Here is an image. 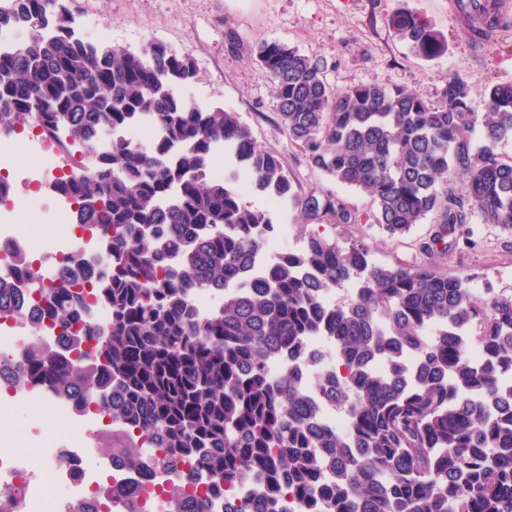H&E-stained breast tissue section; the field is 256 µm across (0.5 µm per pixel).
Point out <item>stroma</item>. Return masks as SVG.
<instances>
[{"label":"stroma","instance_id":"stroma-1","mask_svg":"<svg viewBox=\"0 0 512 512\" xmlns=\"http://www.w3.org/2000/svg\"><path fill=\"white\" fill-rule=\"evenodd\" d=\"M81 35L118 51L166 45L191 60L195 78L181 86L185 98L202 107L236 113L255 143L278 155L300 195L332 193L356 214L354 224L297 221L281 212L278 223L291 227L288 250H298L314 233L341 244H363L370 258L388 267L434 262L439 270L466 280L483 298L512 293V233L472 214L458 227L447 254L428 255L424 247L438 228L429 215L400 236L375 224L370 196L337 183L308 163L304 150L290 143L274 107L268 72L256 61L262 41H280L319 61L336 89L365 83L403 87L437 103L451 73L466 81L473 106L483 111L488 89L512 83V29L499 32L473 51L469 30L448 10V0H65ZM405 10L427 20L443 43L434 57L416 54L389 25ZM20 222L39 230L40 254L52 253L62 236L52 210L21 203Z\"/></svg>","mask_w":512,"mask_h":512}]
</instances>
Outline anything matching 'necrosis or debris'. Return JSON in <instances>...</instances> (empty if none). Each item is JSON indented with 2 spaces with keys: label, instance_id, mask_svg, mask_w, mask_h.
<instances>
[{
  "label": "necrosis or debris",
  "instance_id": "necrosis-or-debris-1",
  "mask_svg": "<svg viewBox=\"0 0 512 512\" xmlns=\"http://www.w3.org/2000/svg\"><path fill=\"white\" fill-rule=\"evenodd\" d=\"M36 144L40 162L26 167L17 160L19 140L0 139V172L20 174L18 187L0 195V277L21 288L31 311L40 305L39 291L19 272L15 253L21 247L32 249L34 237L15 220L19 199H47V190L83 160L82 148L62 132L37 130ZM133 484L138 487L139 512H168L161 488L132 481L114 467L111 457L101 455L93 444L90 430L53 438L34 427L13 442H0V488L19 494L11 504L0 499V512H115L113 487Z\"/></svg>",
  "mask_w": 512,
  "mask_h": 512
}]
</instances>
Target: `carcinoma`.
Instances as JSON below:
<instances>
[{
	"label": "carcinoma",
	"mask_w": 512,
	"mask_h": 512,
	"mask_svg": "<svg viewBox=\"0 0 512 512\" xmlns=\"http://www.w3.org/2000/svg\"><path fill=\"white\" fill-rule=\"evenodd\" d=\"M391 24L418 54L442 51L420 16L398 12ZM2 27L27 39L0 54V137L36 123L82 146L86 167L54 189L109 254L99 269L72 260L42 290L43 311L68 330L90 315L94 281L107 326L67 334L65 351L32 332L16 387L35 380L77 417L111 416L99 447L132 473L174 471L191 456L216 483L261 485L224 512H512V294L484 301L432 262L386 268L313 233L256 272L275 217L243 199L240 178L303 223L356 216L333 195L295 193L281 158L235 113L182 98L196 72L165 45L89 42L62 0H7ZM254 53L289 141L368 194L389 234L437 214L426 252L440 244L445 254L474 208L512 232V161L495 152L512 139V83L492 86L479 114L458 77L433 104L376 83L335 90L318 61L279 41ZM142 122L156 131L148 147L124 135ZM476 126L473 148L464 132ZM219 144L222 177L211 172ZM344 287L346 301L325 305ZM210 288L224 289L222 303L201 315L194 300ZM8 317H21L19 293L0 280ZM313 336L336 363L316 396L305 388ZM325 405L346 414V428L322 425ZM136 432L164 454H147ZM168 492L170 512H202L185 489Z\"/></svg>",
	"instance_id": "carcinoma-1"
}]
</instances>
